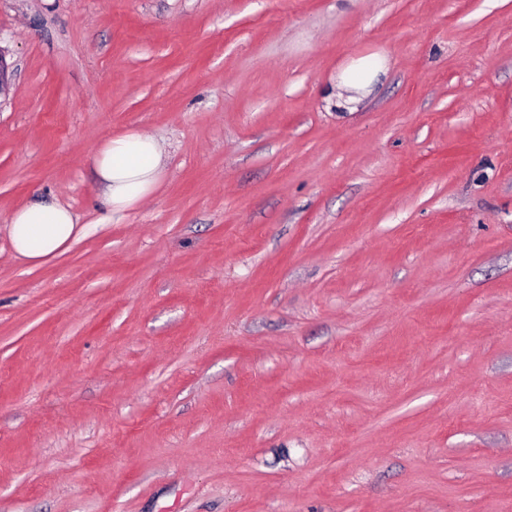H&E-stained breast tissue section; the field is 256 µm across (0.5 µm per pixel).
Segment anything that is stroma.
Instances as JSON below:
<instances>
[{"mask_svg":"<svg viewBox=\"0 0 512 512\" xmlns=\"http://www.w3.org/2000/svg\"><path fill=\"white\" fill-rule=\"evenodd\" d=\"M0 51V512H512V0H0ZM384 68V60L361 59L353 63L336 77L326 101L335 104L338 109H352L369 93L373 81ZM95 164L103 200L112 213H120L157 189L164 153L154 137L130 132L104 142ZM17 258L31 266L62 255L79 239L72 211L58 200H39L16 208L5 224Z\"/></svg>","mask_w":512,"mask_h":512,"instance_id":"1","label":"stroma"}]
</instances>
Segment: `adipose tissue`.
Listing matches in <instances>:
<instances>
[{
  "instance_id": "ef3b65f1",
  "label": "adipose tissue",
  "mask_w": 512,
  "mask_h": 512,
  "mask_svg": "<svg viewBox=\"0 0 512 512\" xmlns=\"http://www.w3.org/2000/svg\"><path fill=\"white\" fill-rule=\"evenodd\" d=\"M383 59H362L337 76L326 100L351 108L369 93ZM102 198L112 212H122L150 196L158 187L164 153L147 134L130 132L108 139L96 151ZM16 257L34 266L70 249L80 231L72 211L58 200H39L16 208L6 226Z\"/></svg>"
}]
</instances>
